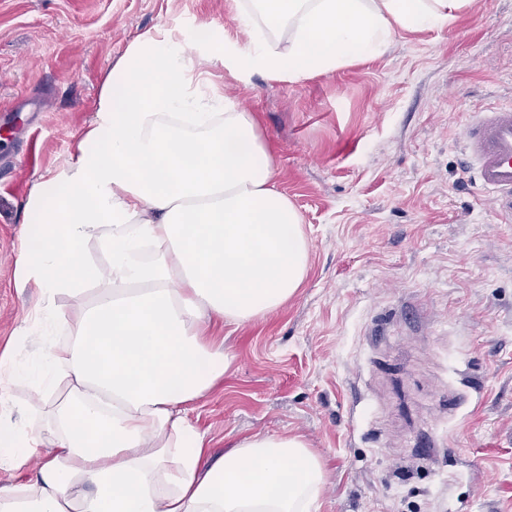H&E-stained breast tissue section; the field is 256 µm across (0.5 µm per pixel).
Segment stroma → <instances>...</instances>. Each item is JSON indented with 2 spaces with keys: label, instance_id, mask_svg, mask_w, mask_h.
Returning <instances> with one entry per match:
<instances>
[{
  "label": "stroma",
  "instance_id": "1",
  "mask_svg": "<svg viewBox=\"0 0 512 512\" xmlns=\"http://www.w3.org/2000/svg\"><path fill=\"white\" fill-rule=\"evenodd\" d=\"M236 0H0V355L39 288L18 278L32 188L73 155L110 67L156 28L233 44ZM256 113L309 246L303 286L225 326L233 364L194 405L229 438L301 434L315 512H512V222L463 173L473 112L512 103V0L298 81L212 68Z\"/></svg>",
  "mask_w": 512,
  "mask_h": 512
}]
</instances>
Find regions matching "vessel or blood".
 <instances>
[{"mask_svg":"<svg viewBox=\"0 0 512 512\" xmlns=\"http://www.w3.org/2000/svg\"><path fill=\"white\" fill-rule=\"evenodd\" d=\"M463 149L475 184L512 218V106L474 113Z\"/></svg>","mask_w":512,"mask_h":512,"instance_id":"1","label":"vessel or blood"}]
</instances>
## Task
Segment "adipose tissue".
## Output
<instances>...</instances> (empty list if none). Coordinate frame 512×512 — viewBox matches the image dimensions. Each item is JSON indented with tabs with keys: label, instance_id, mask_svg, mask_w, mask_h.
<instances>
[{
	"label": "adipose tissue",
	"instance_id": "ef3b65f1",
	"mask_svg": "<svg viewBox=\"0 0 512 512\" xmlns=\"http://www.w3.org/2000/svg\"><path fill=\"white\" fill-rule=\"evenodd\" d=\"M478 0H241L250 42L201 63L303 79L381 55L398 31L444 26ZM23 283L35 324L67 333L23 370L0 361V405L24 384L42 421L0 424V469L42 460L0 485V512H310L325 469L303 436L256 433L208 453L192 405L232 357L208 336L284 306L309 244L276 187L253 113L202 101L165 31L132 41L107 73L77 154L31 193ZM95 242L103 262L88 259ZM95 285L87 295V285ZM77 307L60 315L56 301Z\"/></svg>",
	"mask_w": 512,
	"mask_h": 512
}]
</instances>
